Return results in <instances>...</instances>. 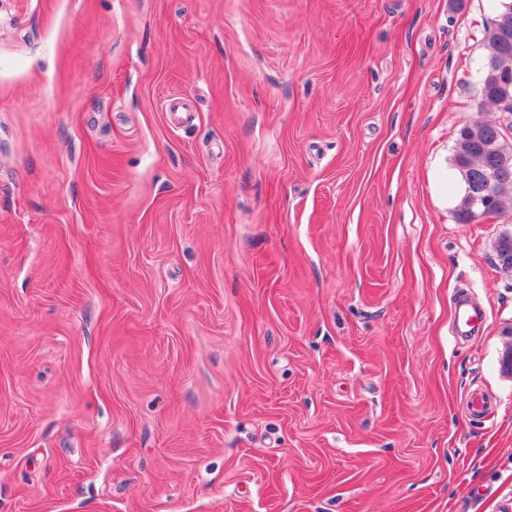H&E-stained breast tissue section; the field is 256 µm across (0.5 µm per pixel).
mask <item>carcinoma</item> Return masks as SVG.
Wrapping results in <instances>:
<instances>
[{
    "instance_id": "1",
    "label": "carcinoma",
    "mask_w": 512,
    "mask_h": 512,
    "mask_svg": "<svg viewBox=\"0 0 512 512\" xmlns=\"http://www.w3.org/2000/svg\"><path fill=\"white\" fill-rule=\"evenodd\" d=\"M483 61L490 62L492 70L482 71L481 106H494L499 111H512V84H502L512 77V40L506 41L500 35L498 21H492L483 39ZM493 128L483 121H475L463 126L457 134L454 146L453 164L464 183V193L457 206V218L469 223L480 218V213L472 207L469 171L483 175L493 174L502 162L501 155L492 144ZM489 206L498 214L512 212V178L498 181L493 189Z\"/></svg>"
}]
</instances>
